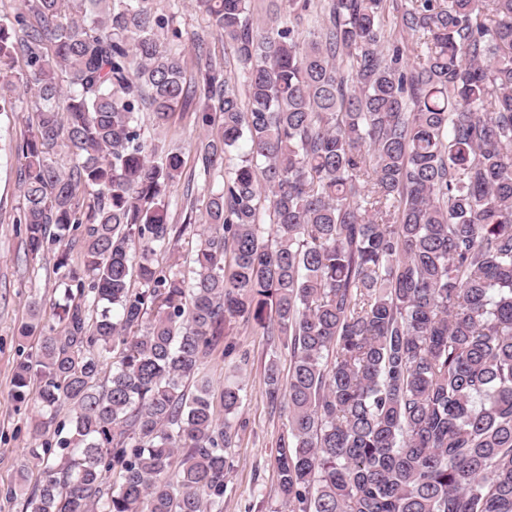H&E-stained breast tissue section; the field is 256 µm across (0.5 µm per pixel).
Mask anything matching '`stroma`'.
I'll list each match as a JSON object with an SVG mask.
<instances>
[{
  "mask_svg": "<svg viewBox=\"0 0 512 512\" xmlns=\"http://www.w3.org/2000/svg\"><path fill=\"white\" fill-rule=\"evenodd\" d=\"M190 112V107L178 105L160 133L150 113L141 116L143 138L159 137L179 148L188 173L195 168L194 142L199 134ZM33 121L30 109L0 115V512H25L24 495L10 496L6 490L17 486L19 477H26L31 487L42 478L41 467L28 454L37 445L31 433L36 410L19 404L12 393L19 348L17 329L28 321L36 305L41 308L43 321H52L51 304L60 296L54 255L36 264L27 261L24 237L12 222L23 203L21 167L13 148L29 135ZM226 340L233 344V353H225L219 345L206 362L214 389H222L228 379L243 387L232 443L224 451L229 463L224 512H286L278 487L276 448L288 430V407L270 404L265 393V369L273 360L281 369H288L289 354L277 337L266 335L252 323H233Z\"/></svg>",
  "mask_w": 512,
  "mask_h": 512,
  "instance_id": "stroma-1",
  "label": "stroma"
}]
</instances>
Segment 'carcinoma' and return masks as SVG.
Masks as SVG:
<instances>
[{"label":"carcinoma","mask_w":512,"mask_h":512,"mask_svg":"<svg viewBox=\"0 0 512 512\" xmlns=\"http://www.w3.org/2000/svg\"><path fill=\"white\" fill-rule=\"evenodd\" d=\"M196 2L232 64L197 36L189 80L177 0L0 4V112L37 114L14 223L29 260L61 248L55 323L18 328L26 508L221 512L243 387L216 417L205 361L246 319L290 355L265 379L290 512H512V0H287L265 26ZM182 100L197 224L169 223L181 153L141 137Z\"/></svg>","instance_id":"obj_1"}]
</instances>
